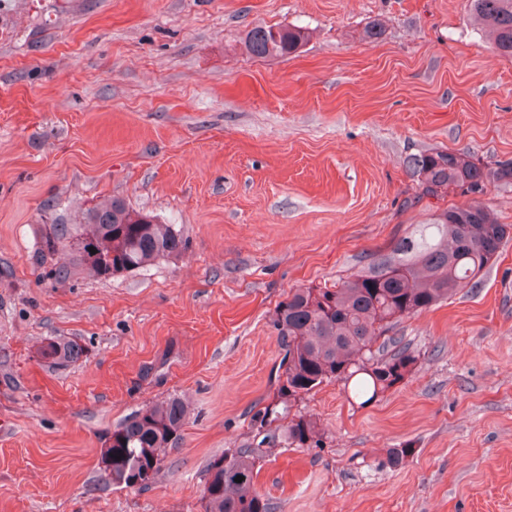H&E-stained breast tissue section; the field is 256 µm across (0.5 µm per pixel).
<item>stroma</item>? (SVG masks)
Segmentation results:
<instances>
[{
    "mask_svg": "<svg viewBox=\"0 0 512 512\" xmlns=\"http://www.w3.org/2000/svg\"><path fill=\"white\" fill-rule=\"evenodd\" d=\"M258 25L307 40L256 57ZM437 150L512 161V59L466 0H0V512H204L209 461L240 448L274 512H512V239L478 288L389 329L418 358L403 383L296 402L320 446L252 422L290 289L464 204L411 176ZM112 196L186 249L106 280L39 264L44 225ZM56 337L83 355L49 365ZM174 394L192 411L155 484L112 487L106 437Z\"/></svg>",
    "mask_w": 512,
    "mask_h": 512,
    "instance_id": "stroma-1",
    "label": "stroma"
}]
</instances>
